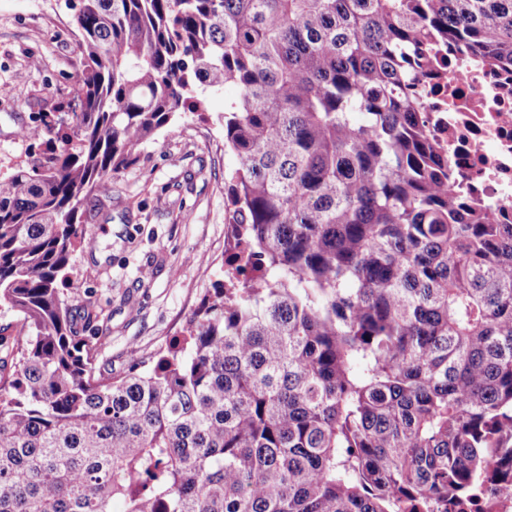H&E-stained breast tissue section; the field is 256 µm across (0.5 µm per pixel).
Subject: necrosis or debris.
<instances>
[{
	"label": "necrosis or debris",
	"mask_w": 512,
	"mask_h": 512,
	"mask_svg": "<svg viewBox=\"0 0 512 512\" xmlns=\"http://www.w3.org/2000/svg\"><path fill=\"white\" fill-rule=\"evenodd\" d=\"M421 86L422 122L448 157L450 188L512 220V82L466 56L431 70Z\"/></svg>",
	"instance_id": "4bbe7bcc"
}]
</instances>
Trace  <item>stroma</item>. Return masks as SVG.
I'll list each match as a JSON object with an SVG mask.
<instances>
[{
    "label": "stroma",
    "mask_w": 512,
    "mask_h": 512,
    "mask_svg": "<svg viewBox=\"0 0 512 512\" xmlns=\"http://www.w3.org/2000/svg\"><path fill=\"white\" fill-rule=\"evenodd\" d=\"M79 0H0V175L33 164L55 136L21 140L20 127L79 108L83 69L74 15ZM204 114L181 113L85 207L68 293L102 311V368L126 371L131 351L151 355L180 336L203 295L224 278V179L237 165L224 148V108L237 91L199 87Z\"/></svg>",
    "instance_id": "stroma-1"
}]
</instances>
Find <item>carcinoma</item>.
<instances>
[{"label":"carcinoma","mask_w":512,"mask_h":512,"mask_svg":"<svg viewBox=\"0 0 512 512\" xmlns=\"http://www.w3.org/2000/svg\"><path fill=\"white\" fill-rule=\"evenodd\" d=\"M80 111L0 176V512H465L512 489V223L452 194L417 73L512 72V0H80ZM230 244L164 353L104 376L77 221L197 85Z\"/></svg>","instance_id":"carcinoma-1"}]
</instances>
